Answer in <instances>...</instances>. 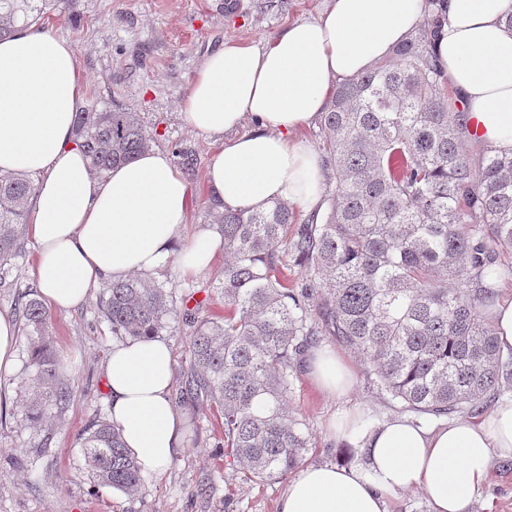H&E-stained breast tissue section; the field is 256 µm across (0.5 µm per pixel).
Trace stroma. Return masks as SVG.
<instances>
[{
  "label": "stroma",
  "mask_w": 512,
  "mask_h": 512,
  "mask_svg": "<svg viewBox=\"0 0 512 512\" xmlns=\"http://www.w3.org/2000/svg\"><path fill=\"white\" fill-rule=\"evenodd\" d=\"M227 2L66 0L38 23L75 45L84 78L83 105L116 104L140 113L156 135V148L192 151L190 233L208 223L206 172L218 147L183 116L182 101L195 70L225 41L265 42L289 22L318 17L326 5V0H285L281 8L270 9L265 0H235L230 10ZM35 259V246H28L10 282L0 285V314L14 315L18 294L33 286ZM224 259L217 254L209 267L187 277L178 257H171L164 272L175 281L187 309L200 305L206 314L223 315L224 301L210 284L220 277ZM98 300L94 293L81 307L50 316L52 347L68 363L63 382L71 400L37 428L24 420L32 338L27 330L19 332L16 370L0 379V512H278L288 479L251 478L235 456L223 451V416L202 396L176 404L182 445L165 471L146 473L141 496L93 485L83 468L80 437L90 423L109 415L102 366L114 342ZM318 342L337 347L355 375L354 386L342 398L321 392L304 359L294 368L288 405L309 434L303 465L345 466L350 451L330 434L334 418L354 407L374 427L400 417L401 411L373 383L357 353L337 346L331 336ZM468 512H512V458L493 457L488 480Z\"/></svg>",
  "instance_id": "1"
}]
</instances>
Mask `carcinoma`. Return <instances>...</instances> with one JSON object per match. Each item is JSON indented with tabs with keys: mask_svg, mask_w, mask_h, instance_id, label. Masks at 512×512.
I'll use <instances>...</instances> for the list:
<instances>
[{
	"mask_svg": "<svg viewBox=\"0 0 512 512\" xmlns=\"http://www.w3.org/2000/svg\"><path fill=\"white\" fill-rule=\"evenodd\" d=\"M60 2L0 0V39ZM458 112L424 25L339 84L322 113L332 189L321 221L293 224L282 201L256 212L210 205L224 244V316L186 317V393L221 408L224 447L251 477L288 475L310 447L287 397L294 361L320 336L367 359L381 389L419 416L480 411L512 378V353L482 316L512 255V155L487 153L472 167ZM74 133L97 175L155 143L138 113L112 106L76 113ZM34 192L31 178L0 175V283L25 250ZM280 246L302 269L292 286L276 275ZM99 304L122 341L163 335L178 312L176 286L148 275L106 282ZM17 313L34 337L25 421L42 423L70 401L64 364L46 349L39 297L21 296ZM81 448L94 485L142 494L143 471L109 422L86 428Z\"/></svg>",
	"mask_w": 512,
	"mask_h": 512,
	"instance_id": "obj_1",
	"label": "carcinoma"
}]
</instances>
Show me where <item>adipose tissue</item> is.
<instances>
[{
	"mask_svg": "<svg viewBox=\"0 0 512 512\" xmlns=\"http://www.w3.org/2000/svg\"><path fill=\"white\" fill-rule=\"evenodd\" d=\"M511 10L512 0H328L317 18L288 23L262 45L225 42L198 67L183 101L189 125L220 139L206 174L210 198L238 211L275 200L319 209V161L296 132L323 112L336 80L373 68L426 22L460 122L485 148L512 152V31L503 24ZM82 92L71 41L33 25L0 41V172L37 179L31 275L53 312L81 305L102 282L163 269L175 243L183 245L187 276L208 266L221 245L208 229L184 237L193 195L168 152L152 149L93 174L74 135ZM310 375L334 396L354 383L327 347L313 351ZM104 376L112 425L143 471H164L182 441L167 341L113 344ZM333 435L359 464L305 467L279 512H386L389 496L414 488L434 512H468L492 457H512V395L487 414L433 428L406 417L370 427L350 410Z\"/></svg>",
	"mask_w": 512,
	"mask_h": 512,
	"instance_id": "ef3b65f1",
	"label": "adipose tissue"
}]
</instances>
